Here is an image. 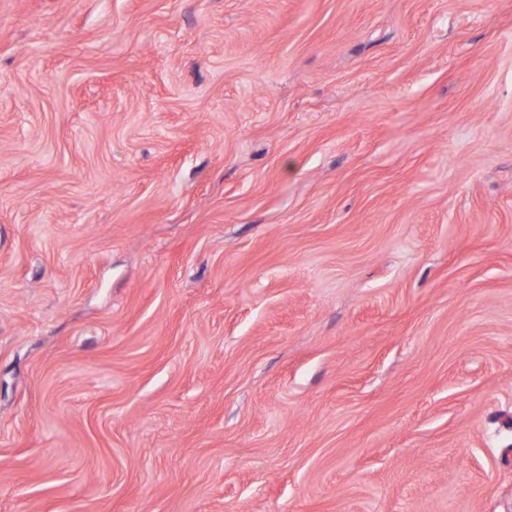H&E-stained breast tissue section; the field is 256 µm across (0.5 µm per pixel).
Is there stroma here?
<instances>
[{"mask_svg":"<svg viewBox=\"0 0 512 512\" xmlns=\"http://www.w3.org/2000/svg\"><path fill=\"white\" fill-rule=\"evenodd\" d=\"M0 512H512V0H0Z\"/></svg>","mask_w":512,"mask_h":512,"instance_id":"stroma-1","label":"stroma"}]
</instances>
